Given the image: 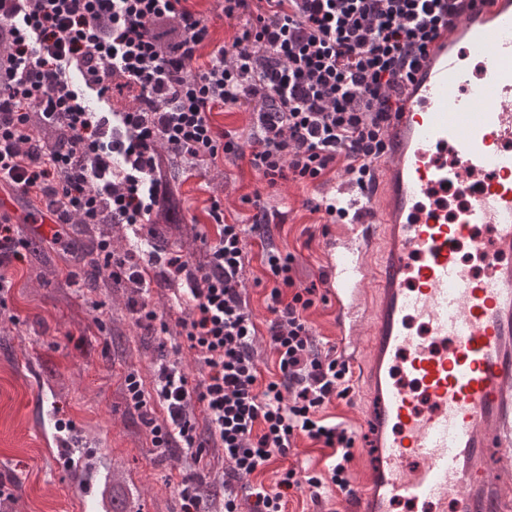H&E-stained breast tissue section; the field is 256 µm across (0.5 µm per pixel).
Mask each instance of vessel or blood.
Segmentation results:
<instances>
[{"mask_svg":"<svg viewBox=\"0 0 512 512\" xmlns=\"http://www.w3.org/2000/svg\"><path fill=\"white\" fill-rule=\"evenodd\" d=\"M385 142L373 181L330 199L329 294L364 396L346 512H512V0L449 17ZM1 216L56 221L4 194Z\"/></svg>","mask_w":512,"mask_h":512,"instance_id":"vessel-or-blood-1","label":"vessel or blood"}]
</instances>
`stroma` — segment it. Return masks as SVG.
Listing matches in <instances>:
<instances>
[{
  "mask_svg": "<svg viewBox=\"0 0 512 512\" xmlns=\"http://www.w3.org/2000/svg\"><path fill=\"white\" fill-rule=\"evenodd\" d=\"M344 169L337 164L320 184L288 179L271 187L244 159L206 171L173 161L182 184V217L190 230L173 245L194 261L204 258L195 234L209 221V197L223 199L229 224H251L266 213L274 217L267 236L247 240L251 263L243 285L259 329L256 351L264 373H273L274 358L266 345L272 318L266 290L255 282L262 274V252L273 246L293 254L295 279H317L327 267L329 238L339 227L328 224L316 205ZM78 233V225H67L57 242L53 228L23 225L22 235L31 245L28 258L4 270L12 287L0 294V477L14 481L12 510L84 512V503L97 497L108 473L115 481L137 485V512H181L178 483L197 467L179 452L153 447L149 431L128 406L124 384L131 372L151 383L161 342L172 345L179 336L173 332L162 340L137 325L128 308L136 296L130 285L85 286L93 256L75 254ZM14 315L19 318L15 324L10 321ZM61 422L76 438L74 455L94 451V469L60 471L54 435ZM324 463L321 448L300 437L286 459L248 481L269 486L283 468L320 471Z\"/></svg>",
  "mask_w": 512,
  "mask_h": 512,
  "instance_id": "35a3bbf8",
  "label": "stroma"
}]
</instances>
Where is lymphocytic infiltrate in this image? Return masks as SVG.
<instances>
[{
    "mask_svg": "<svg viewBox=\"0 0 512 512\" xmlns=\"http://www.w3.org/2000/svg\"><path fill=\"white\" fill-rule=\"evenodd\" d=\"M464 0H219L225 18L250 17L232 42L209 47L206 18L186 0H0V184L35 196L59 224L101 226L99 265L139 293V326L167 332L149 302L154 276L173 288L183 312V345L159 363L152 388L125 377L127 401L157 448H177L194 463L220 448L230 464L220 479L224 512H240L236 483L286 457L297 437L326 449V469L298 478L285 469L275 485L250 486L249 512H286L291 493L311 501L349 495L354 431L327 409L351 392L352 373L336 346H318L306 314L327 302L319 283L293 276L292 254L267 249L271 282L269 347L278 375L256 359L257 325L242 292L250 264L246 240L262 224H229L211 198L212 233H199L206 261L179 250L115 249L112 230L153 236L165 200L163 162L190 168L247 158L269 185L292 176L322 179L345 160L357 183L372 180L401 88ZM210 48L204 69L194 63ZM130 99L119 112L90 111L86 92ZM253 103L248 136L216 133L212 110ZM63 130V145H34L31 115ZM191 350L201 378L182 365ZM204 423L189 413L192 402Z\"/></svg>",
    "mask_w": 512,
    "mask_h": 512,
    "instance_id": "lymphocytic-infiltrate-1",
    "label": "lymphocytic infiltrate"
}]
</instances>
